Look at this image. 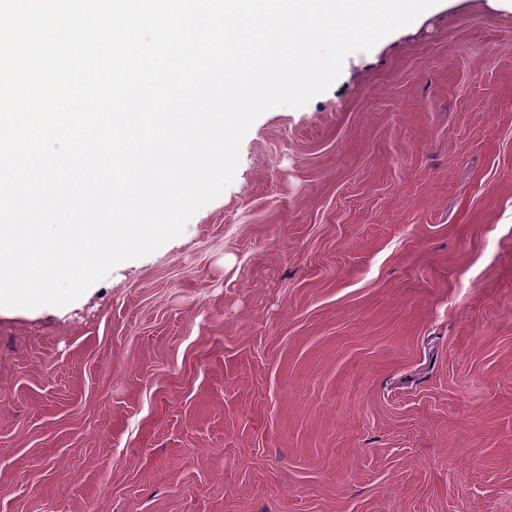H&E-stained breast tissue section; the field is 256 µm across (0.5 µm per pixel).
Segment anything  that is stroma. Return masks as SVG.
I'll use <instances>...</instances> for the list:
<instances>
[{
    "label": "stroma",
    "instance_id": "35a3bbf8",
    "mask_svg": "<svg viewBox=\"0 0 512 512\" xmlns=\"http://www.w3.org/2000/svg\"><path fill=\"white\" fill-rule=\"evenodd\" d=\"M0 512H512V0H439L155 252L0 309Z\"/></svg>",
    "mask_w": 512,
    "mask_h": 512
}]
</instances>
